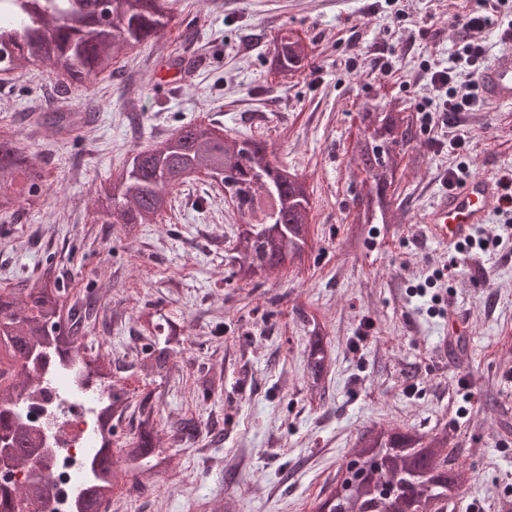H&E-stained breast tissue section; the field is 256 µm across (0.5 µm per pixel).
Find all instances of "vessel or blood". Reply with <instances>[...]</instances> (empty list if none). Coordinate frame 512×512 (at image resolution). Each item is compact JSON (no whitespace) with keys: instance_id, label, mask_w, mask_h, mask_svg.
<instances>
[{"instance_id":"1","label":"vessel or blood","mask_w":512,"mask_h":512,"mask_svg":"<svg viewBox=\"0 0 512 512\" xmlns=\"http://www.w3.org/2000/svg\"><path fill=\"white\" fill-rule=\"evenodd\" d=\"M480 85L487 103L512 106V49L492 59L480 76ZM504 206L498 182L487 175H473L450 192L438 194L423 222L434 239L454 248Z\"/></svg>"}]
</instances>
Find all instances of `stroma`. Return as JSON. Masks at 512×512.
Masks as SVG:
<instances>
[{"instance_id":"obj_1","label":"stroma","mask_w":512,"mask_h":512,"mask_svg":"<svg viewBox=\"0 0 512 512\" xmlns=\"http://www.w3.org/2000/svg\"><path fill=\"white\" fill-rule=\"evenodd\" d=\"M479 0H179L168 27L123 51L118 77L89 93H55L58 75L38 65L0 81V125L35 107L95 120L76 141L42 129L25 143L46 171L42 205L0 218V289L53 266L72 296L98 297L85 342L131 370L141 347V312L183 331L185 350L169 378L140 380L160 394L158 422L174 467L154 490L128 492L112 512H204L233 500L236 512H309L336 482L358 435L372 425L448 432L475 479L447 512H512V220L495 213L479 228L489 251L456 257L422 222L432 196L447 191L450 168L512 174V107L482 105L464 122L429 119L431 69L444 66L467 33L461 14ZM305 37L312 65L278 80L267 72L282 29ZM392 60L391 72L382 63ZM176 78L171 93L164 78ZM397 90L396 108L414 118L411 153L422 164L398 175L399 224H374L356 251L345 238L363 190L349 149L360 103ZM215 122L227 136L266 141L277 164L306 177L313 246L301 268L233 282L225 260L242 219L212 181L190 177L172 207L136 240L93 211L95 187L133 146L180 125ZM465 135L471 151L455 150ZM451 272L430 298L414 294L432 271ZM324 325L333 352L326 401L307 389V337L300 313ZM464 329L460 359L442 353L448 313ZM222 361L224 389L196 401L193 381ZM193 411L208 433L175 442L170 420Z\"/></svg>"}]
</instances>
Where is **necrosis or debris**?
<instances>
[{
	"instance_id": "1",
	"label": "necrosis or debris",
	"mask_w": 512,
	"mask_h": 512,
	"mask_svg": "<svg viewBox=\"0 0 512 512\" xmlns=\"http://www.w3.org/2000/svg\"><path fill=\"white\" fill-rule=\"evenodd\" d=\"M44 387L34 410L36 424H43L46 415L60 416L57 429L45 430L48 445L54 450L49 470L62 493L40 502L38 512H75L76 489L91 474L90 463L98 451V400L92 385L77 381L64 369H39Z\"/></svg>"
}]
</instances>
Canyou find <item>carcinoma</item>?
Here are the masks:
<instances>
[{"mask_svg":"<svg viewBox=\"0 0 512 512\" xmlns=\"http://www.w3.org/2000/svg\"><path fill=\"white\" fill-rule=\"evenodd\" d=\"M177 0H12L0 11V72L28 63H41L65 76L59 95L71 87H88L93 79L111 76L119 53L157 36L173 17ZM277 58L270 69L282 78L309 66L308 45L291 29L280 33ZM92 112L78 118L73 112H27L21 125L35 124L61 131L81 129ZM359 125L350 143L351 155L365 174L367 201L358 210L357 224H397L400 209L389 191L398 181L400 158L415 139L412 120L403 112L378 105L372 113L358 109ZM215 124L189 122L146 147L136 146L122 165L110 170L94 190L93 205L107 221L120 212L122 231L135 238L144 224H155L172 206L168 189L182 184L193 172L220 176L224 188L245 219L227 249L230 277L240 281L301 264L312 248L310 214L312 194L307 180L276 165L264 141L245 139V148L228 153L224 140L214 137ZM397 144L390 172H379L367 150L370 138ZM46 182L44 170L33 161L13 125L0 127V214L14 215L21 206L36 207ZM52 268L25 278L19 287L0 290V439L9 443L14 465L23 468L40 453L39 435L23 424L17 403L40 384L33 364L47 360L62 367L78 366L79 376L112 388V400L101 408L103 450L93 463L94 477L86 485L87 504L76 512H100L105 498L120 491H148L172 469L174 455L164 446L156 419L154 392L140 393L131 402V390L112 375V356L94 352L84 343L86 324L97 318L98 300L70 298ZM307 342V388L314 398L326 394L325 378L332 351L325 327L314 316H302ZM148 343L135 367L146 377L164 379L177 368L176 357L185 339L148 314ZM224 385V373L211 367L196 383L197 398L207 401ZM136 422L133 436L120 448L112 447L115 425L126 418ZM170 431L181 443L193 444L202 433L195 416L176 417ZM350 452L382 457L370 479L357 480L344 472L340 482L349 492L336 498V489L310 512H444L456 494L473 480L471 468L456 461L448 449V434H426L414 429L374 426L359 435ZM50 491L48 475H30L23 485L0 486V512H22L25 502Z\"/></svg>","mask_w":512,"mask_h":512,"instance_id":"obj_1","label":"carcinoma"}]
</instances>
